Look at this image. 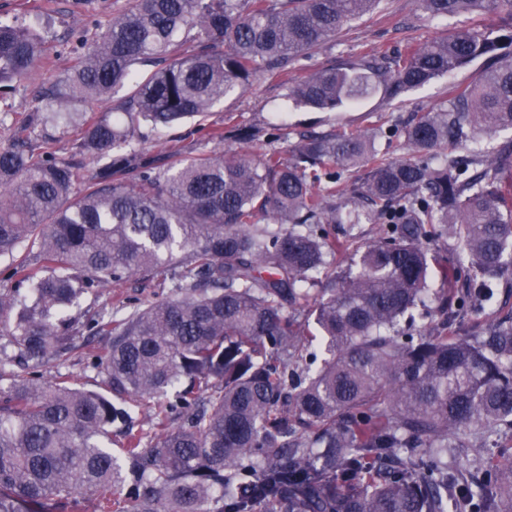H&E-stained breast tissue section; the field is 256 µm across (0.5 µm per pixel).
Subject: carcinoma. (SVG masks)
Here are the masks:
<instances>
[{"mask_svg": "<svg viewBox=\"0 0 512 512\" xmlns=\"http://www.w3.org/2000/svg\"><path fill=\"white\" fill-rule=\"evenodd\" d=\"M381 0H129L44 110L57 139L0 149V512H512V453L485 456L512 431V316L489 282L512 277V145L476 139L512 129V25L320 69L288 90L300 108L403 96L482 61L401 135L304 136L284 157L126 152L140 125L203 116L260 72L291 60ZM432 17L512 0H420ZM48 55L23 22H0V84ZM153 67L143 77L140 68ZM128 85L122 120L79 112ZM473 144L470 154L453 150ZM366 172L360 196L379 236L327 229L360 212L336 202L339 171ZM459 242L448 249L442 240ZM163 275L171 294L124 314L79 300L129 278ZM435 319L405 317L426 299ZM315 326L325 358L300 366ZM104 391L41 368L83 336ZM150 429L134 431L133 413ZM123 431L114 450L112 429ZM474 448L469 465L456 449Z\"/></svg>", "mask_w": 512, "mask_h": 512, "instance_id": "cac0c4a2", "label": "carcinoma"}]
</instances>
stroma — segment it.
I'll return each instance as SVG.
<instances>
[{
  "mask_svg": "<svg viewBox=\"0 0 512 512\" xmlns=\"http://www.w3.org/2000/svg\"><path fill=\"white\" fill-rule=\"evenodd\" d=\"M118 7L117 0H0V21L18 20L35 25L52 47L47 63L38 65L14 87L0 91V146L11 141L34 106L38 92L59 83L75 59L83 54L80 43L83 33L94 31L96 25L106 24ZM511 21L506 14L495 12L432 18L423 11L419 0H381L374 13L346 24L336 36L294 58L287 71L253 77L244 91L214 106L204 123L227 131L238 127L252 129L256 136L244 143L243 148L254 155L271 148L290 153L304 132L326 134L337 129H397L421 113L446 106L451 85L474 81L480 71L479 64L433 80L410 92L404 102L378 95L356 108L341 112L287 108L288 89L316 70L366 53L390 51L409 42L426 44L461 29H497ZM133 146L148 154L178 152L186 157L221 149L220 144L202 133L188 137L180 128L155 129L148 125L141 126ZM166 293L161 279L131 280L114 285L100 295L86 296L81 305L95 311L122 313L133 300L155 301L165 297ZM101 348L99 339H89L85 347L72 354L65 364L45 367L43 373L49 378L60 373L68 376L77 387L101 390V376L89 365L92 355Z\"/></svg>",
  "mask_w": 512,
  "mask_h": 512,
  "instance_id": "obj_1",
  "label": "stroma"
}]
</instances>
